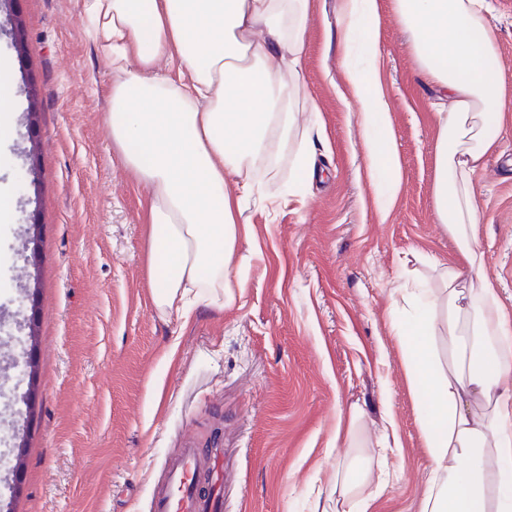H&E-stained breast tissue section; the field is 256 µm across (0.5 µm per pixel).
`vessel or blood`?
Returning a JSON list of instances; mask_svg holds the SVG:
<instances>
[{"label":"vessel or blood","mask_w":512,"mask_h":512,"mask_svg":"<svg viewBox=\"0 0 512 512\" xmlns=\"http://www.w3.org/2000/svg\"><path fill=\"white\" fill-rule=\"evenodd\" d=\"M203 455L194 445L181 448L166 468L161 485L151 497V512H200Z\"/></svg>","instance_id":"vessel-or-blood-1"}]
</instances>
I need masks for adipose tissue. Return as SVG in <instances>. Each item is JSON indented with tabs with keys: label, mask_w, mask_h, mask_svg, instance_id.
Wrapping results in <instances>:
<instances>
[{
	"label": "adipose tissue",
	"mask_w": 512,
	"mask_h": 512,
	"mask_svg": "<svg viewBox=\"0 0 512 512\" xmlns=\"http://www.w3.org/2000/svg\"><path fill=\"white\" fill-rule=\"evenodd\" d=\"M423 82L447 99L437 112L432 206L459 246L462 265L442 268L444 302L419 298L409 365L434 386L422 427L432 482L421 512H512V314L482 275L473 176L498 146L512 107L494 67L488 0H393ZM309 0H83L82 21L112 64V143L152 188L148 265L161 315L188 316L189 300L223 306L234 286L229 258L244 198L260 191L287 145L315 170L318 122L301 123ZM345 84L359 107L380 211L401 188V165L380 70L379 0H341L337 17ZM170 57L176 74L157 62ZM446 318L436 322L437 306ZM445 336L440 367L431 337Z\"/></svg>",
	"instance_id": "ef3b65f1"
}]
</instances>
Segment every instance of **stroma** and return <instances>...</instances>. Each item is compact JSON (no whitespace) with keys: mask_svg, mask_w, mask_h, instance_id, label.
<instances>
[{"mask_svg":"<svg viewBox=\"0 0 512 512\" xmlns=\"http://www.w3.org/2000/svg\"><path fill=\"white\" fill-rule=\"evenodd\" d=\"M383 82L402 190L380 217L354 106L336 93L340 0H312L302 67L318 105L316 174L285 155L267 181L280 203L249 199L230 258L242 276L223 308L161 316L145 262L148 185L112 149V65L80 23L81 0H17L28 41L0 29L20 106L0 153V512H150L184 440L224 473L222 512H336L326 475L350 442L394 445L359 498L369 512H420L431 460L429 399L395 321L400 288L444 297L439 265L459 251L431 205L434 112L408 36L381 0ZM495 67L512 96V0H492ZM38 93L28 124L25 84ZM34 169L35 184L25 180ZM485 277L512 313V111L474 178ZM37 237L38 249L24 242ZM33 315L35 344L16 343ZM36 368L27 407V361Z\"/></svg>","mask_w":512,"mask_h":512,"instance_id":"1","label":"stroma"}]
</instances>
